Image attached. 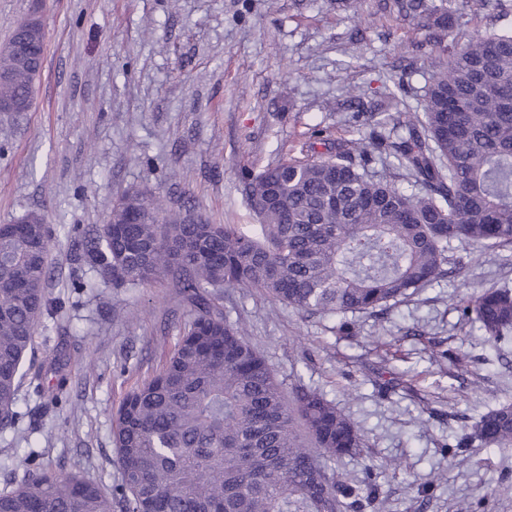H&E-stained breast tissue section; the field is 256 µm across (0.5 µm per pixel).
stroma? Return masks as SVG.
<instances>
[{"instance_id": "1", "label": "stroma", "mask_w": 512, "mask_h": 512, "mask_svg": "<svg viewBox=\"0 0 512 512\" xmlns=\"http://www.w3.org/2000/svg\"><path fill=\"white\" fill-rule=\"evenodd\" d=\"M35 8L46 45L32 106L0 112V224L31 211L52 225L100 224L118 196L139 194L252 231L240 172L299 155L318 130L354 137L356 88L396 123L402 66L414 69L407 102L421 110L416 90L432 70L426 28L379 12L378 0L363 3L379 14L371 28L355 26L349 0H0V44ZM81 254L74 237L52 245L56 309L35 345L46 393L20 389L22 440L0 432V489L21 481L33 452L116 492L112 416L191 318L168 279L100 287ZM506 276L512 250L467 257L460 273L395 306L350 314V336L337 317L303 315L259 290H226L221 303L287 395L315 388L360 425L366 448L335 467L352 479L372 472L386 512H459L478 499L512 512V448L464 459L447 450L512 401V339L483 342L453 309Z\"/></svg>"}]
</instances>
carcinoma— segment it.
<instances>
[{
  "mask_svg": "<svg viewBox=\"0 0 512 512\" xmlns=\"http://www.w3.org/2000/svg\"><path fill=\"white\" fill-rule=\"evenodd\" d=\"M383 9L430 21L428 43L448 53L423 87V117L404 112L401 131H387L370 112L358 137L317 133L301 156L242 176L256 234L131 194L94 230L57 229L33 211L0 224L1 432L19 421L23 380H42L25 361L52 313V241L77 235L104 284L169 275L194 311L162 370L115 415L124 512H383L372 473L354 485L319 461L359 452L360 426L310 387L288 400L220 304L226 288L258 289L305 314L370 313L459 271L455 241L465 250L512 245V27L449 46L448 18L464 0H385ZM20 38L42 46L45 32L19 24L0 45L3 101L27 102L41 74L39 61L15 56ZM377 160L405 170L419 192L371 174ZM455 310L490 342L512 335L506 280L459 296ZM475 443L512 448V402L482 415L455 448ZM0 512H112V497L80 476L33 467L0 491Z\"/></svg>",
  "mask_w": 512,
  "mask_h": 512,
  "instance_id": "cac0c4a2",
  "label": "carcinoma"
}]
</instances>
